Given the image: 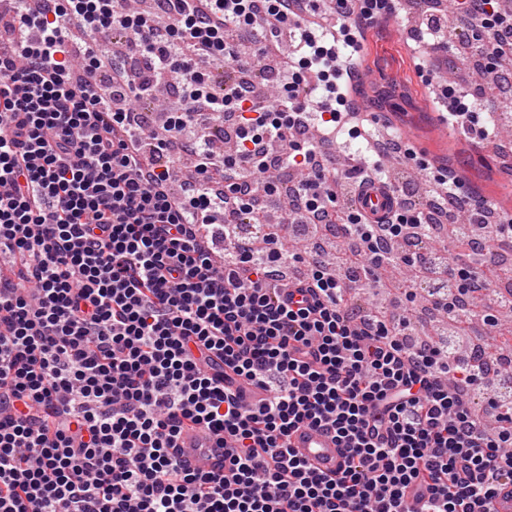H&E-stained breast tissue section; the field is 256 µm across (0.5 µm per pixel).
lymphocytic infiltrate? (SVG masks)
<instances>
[{
  "label": "lymphocytic infiltrate",
  "instance_id": "lymphocytic-infiltrate-1",
  "mask_svg": "<svg viewBox=\"0 0 512 512\" xmlns=\"http://www.w3.org/2000/svg\"><path fill=\"white\" fill-rule=\"evenodd\" d=\"M0 17V512H492L512 486V407L495 390V351L408 342L410 303L428 283L431 311L466 322L488 290L462 254L512 245L458 229V256L427 248L451 210L490 218L449 179L432 218L398 205L374 221L336 188L382 179L378 159L349 170L320 156L341 133L355 63L294 0H158L171 22L126 0H14ZM477 37L473 65L512 58V15L498 0H451ZM343 31L393 14V0H335ZM258 29L252 57L236 33ZM111 71L113 102L99 74ZM167 89L181 104L164 132L140 138L139 100ZM448 116L481 125L476 98L443 88ZM230 123L231 154L195 140L192 183L168 189L171 146L193 127ZM302 176L291 213L347 243L345 278L321 254L280 276L290 256L276 227L264 246L236 224L277 197V169ZM415 273L407 308L355 301L380 269ZM512 300L477 317L496 331ZM263 391L254 404L244 386ZM486 392L484 407L468 398ZM212 431L224 464L187 465L186 424ZM333 431L346 462L328 474L303 460L300 427Z\"/></svg>",
  "mask_w": 512,
  "mask_h": 512
}]
</instances>
